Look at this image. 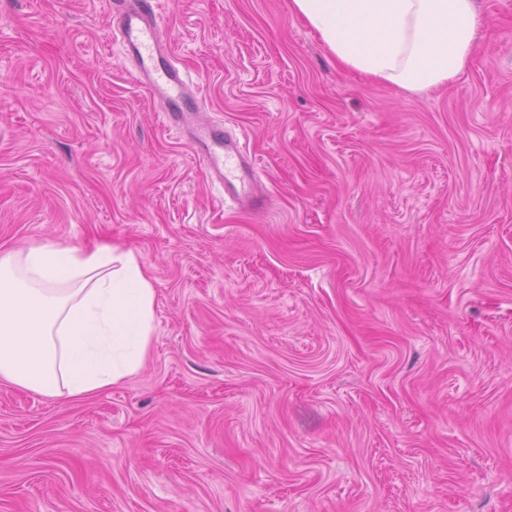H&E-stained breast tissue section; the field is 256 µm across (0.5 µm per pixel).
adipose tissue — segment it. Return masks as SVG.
Segmentation results:
<instances>
[{
    "mask_svg": "<svg viewBox=\"0 0 512 512\" xmlns=\"http://www.w3.org/2000/svg\"><path fill=\"white\" fill-rule=\"evenodd\" d=\"M344 67L403 90L455 80L484 25L476 0H293ZM156 290L120 245L44 244L0 254V380L57 399L144 366Z\"/></svg>",
    "mask_w": 512,
    "mask_h": 512,
    "instance_id": "1",
    "label": "adipose tissue"
}]
</instances>
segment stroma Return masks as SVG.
Masks as SVG:
<instances>
[{
    "label": "stroma",
    "instance_id": "obj_1",
    "mask_svg": "<svg viewBox=\"0 0 512 512\" xmlns=\"http://www.w3.org/2000/svg\"><path fill=\"white\" fill-rule=\"evenodd\" d=\"M464 70L341 69L292 0H164L241 210L103 0H0V252L135 250L156 333L63 401L0 380V512H512V0Z\"/></svg>",
    "mask_w": 512,
    "mask_h": 512
}]
</instances>
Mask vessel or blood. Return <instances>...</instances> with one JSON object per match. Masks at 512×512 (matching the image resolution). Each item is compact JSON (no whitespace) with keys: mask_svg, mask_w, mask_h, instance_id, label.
<instances>
[{"mask_svg":"<svg viewBox=\"0 0 512 512\" xmlns=\"http://www.w3.org/2000/svg\"><path fill=\"white\" fill-rule=\"evenodd\" d=\"M105 4L124 57L131 59L139 82L159 104L166 124L186 129L192 151L209 164L225 194L250 209H263L266 200L255 189L250 156L220 127L195 117L201 101L163 38L160 0H105Z\"/></svg>","mask_w":512,"mask_h":512,"instance_id":"vessel-or-blood-1","label":"vessel or blood"}]
</instances>
